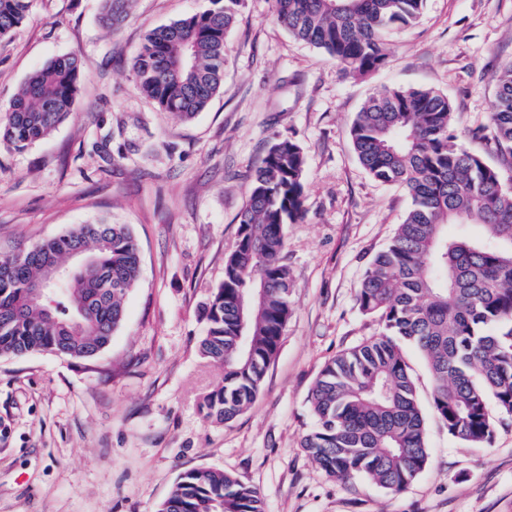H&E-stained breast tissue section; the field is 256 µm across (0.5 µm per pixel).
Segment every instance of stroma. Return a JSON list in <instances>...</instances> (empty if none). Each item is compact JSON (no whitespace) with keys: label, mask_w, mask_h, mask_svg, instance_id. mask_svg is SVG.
I'll list each match as a JSON object with an SVG mask.
<instances>
[{"label":"stroma","mask_w":512,"mask_h":512,"mask_svg":"<svg viewBox=\"0 0 512 512\" xmlns=\"http://www.w3.org/2000/svg\"><path fill=\"white\" fill-rule=\"evenodd\" d=\"M209 0H37L0 39V105L50 59L77 55L72 114L21 151L0 149V252L105 220L131 228L141 255L125 320L93 360L0 356V512H156L182 473L216 468L261 493L264 512H512V419L488 448L449 436L430 376L410 355L430 461L402 493L327 476L301 448L308 396L327 361L375 334L357 303L362 275L410 206L359 164L349 128L381 87L450 100L455 133L493 166L481 133L496 73L512 64V0H426L397 30L384 66L343 74L295 40L275 0H243L226 36L224 90L186 121L145 98L131 65L155 28ZM306 159L303 215L288 227L292 314L254 403L228 423L199 404L219 384L202 359V308L273 137Z\"/></svg>","instance_id":"1"}]
</instances>
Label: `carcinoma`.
I'll list each match as a JSON object with an SVG mask.
<instances>
[{"label": "carcinoma", "mask_w": 512, "mask_h": 512, "mask_svg": "<svg viewBox=\"0 0 512 512\" xmlns=\"http://www.w3.org/2000/svg\"><path fill=\"white\" fill-rule=\"evenodd\" d=\"M36 0H0V38ZM212 6L150 32L132 62L140 91L158 107L193 119L224 87V49L241 0ZM425 0H275L291 35L366 75L387 59L396 29L420 17ZM79 59H51L0 106V144L23 150L71 114L80 93ZM488 143L512 158V64L496 77ZM448 97L430 89L384 87L356 113L350 139L374 179L403 186L411 199L389 245L365 271L357 301L379 330L338 354L312 388L313 425L301 447L328 475L366 477L403 491L430 458L426 420L407 352L423 360L435 417L473 448L493 444L512 417V177L469 151L454 134ZM305 158L274 139L253 171L252 192L224 281L206 304L203 357L224 371L199 410L226 423L259 394L291 313L294 281L284 261L288 225L303 212ZM462 229L449 232L448 225ZM87 262L53 282L75 250ZM138 245L124 224H77L37 244L0 253V356L49 352L85 361L112 341L135 287ZM56 289V306L41 296ZM157 512H264L258 491L220 469L184 473Z\"/></svg>", "instance_id": "obj_1"}]
</instances>
